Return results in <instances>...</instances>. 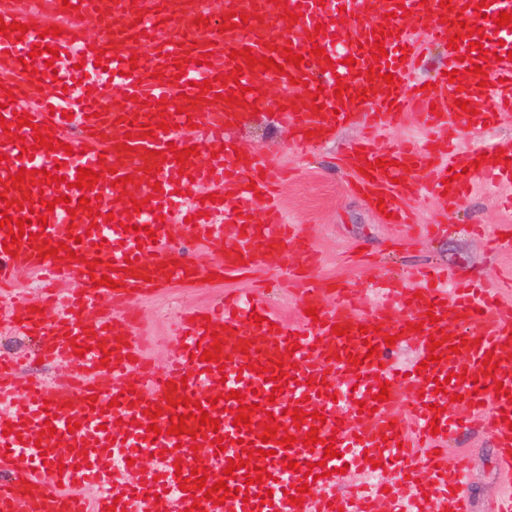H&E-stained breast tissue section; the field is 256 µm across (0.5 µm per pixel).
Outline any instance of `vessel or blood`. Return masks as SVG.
Here are the masks:
<instances>
[{
    "label": "vessel or blood",
    "instance_id": "vessel-or-blood-1",
    "mask_svg": "<svg viewBox=\"0 0 512 512\" xmlns=\"http://www.w3.org/2000/svg\"><path fill=\"white\" fill-rule=\"evenodd\" d=\"M486 9H479V2ZM424 20L430 40L448 39V22L460 18L467 30H481L482 49L461 38L447 52L446 68L459 79L439 77L447 96L423 88L407 77L405 57L415 56L398 18V8ZM512 14V0H224L218 11L203 0H50L33 9L9 0L0 6V21L22 23L24 36L0 35V211L25 219L26 238L14 253L0 248V299H7L12 317L24 333L38 341L48 360H74L75 370L60 388L49 390L38 377L21 378L14 362L0 360V512H187L192 505L205 512H464L458 493L465 481L463 465L448 466L441 449L459 416L448 411V398L437 392V380L450 379L472 413L483 415L495 433L505 465H512V304L490 290L466 281L448 282L441 272L425 269L420 290L384 279L376 288L374 311L358 313L349 291L336 289L335 305L323 301L318 281L303 282L302 316L288 324L271 315L258 297L229 295L208 316L182 313L179 344L165 369L145 366L142 336L134 333L133 315L115 317L102 299L132 305L159 289L198 281V267L186 258L174 238V227L195 237L212 256V267L224 276L239 275L282 252L291 227L274 202L279 179L275 165L226 147V133L241 123L252 104L271 86L282 87L275 121L293 134L298 145L327 138L337 126L361 120L372 131L384 129L413 110L418 120L440 131L430 148L413 144L379 151L366 146L348 152L347 167L372 200H383L396 224H410L400 197L435 196L455 206L475 180L512 182V142L487 154L457 152L450 137L462 124L483 129L512 112V24L499 28V12ZM244 14L245 21L224 30L226 15ZM101 26L104 36L90 40L86 22ZM59 27V36L48 33ZM507 40H492V30ZM385 34L387 63L382 74H368L373 65L375 31ZM43 46L31 56L32 46ZM325 48L314 55L313 47ZM257 65H248L243 48ZM304 63H285V49ZM58 59H51L50 50ZM105 54L107 68L96 65ZM271 58L266 69L260 58ZM393 74L386 84L385 74ZM208 89H200V82ZM346 91L336 93L337 83ZM244 86L239 101L228 102L234 86ZM44 87L36 106L25 103L26 91ZM115 89L134 103V110L115 112L102 102ZM469 103L468 110L458 100ZM29 115L21 127L17 119ZM155 134H148L147 126ZM48 127L62 149L35 147L37 129ZM24 143H17V136ZM32 154H22V146ZM188 150L176 162L174 148ZM388 169L376 167V159ZM99 170L90 192L75 188L79 168ZM27 170L25 182L12 175ZM59 170L63 185L43 181L42 170ZM459 177H452V170ZM208 189L211 200L200 191ZM30 196L32 209L7 207V200ZM87 197L89 209L69 214L61 196ZM147 198L150 206L127 213L113 207ZM265 215L255 223V200ZM54 209H47L48 201ZM47 223H40V215ZM141 233H134V226ZM62 243L57 256L45 255L46 243ZM95 269H88V262ZM44 282L40 305L14 292L21 274ZM115 287L101 285V277ZM72 279L76 288L66 297L55 289ZM435 322H428L427 313ZM343 335H335V328ZM418 339L422 357L439 360L422 371L385 367L387 340L395 335ZM437 349H430V341ZM85 353L75 357L76 346ZM219 346L212 362H201L203 350ZM377 355H370V348ZM361 357L353 366L351 356ZM262 372H255V365ZM286 375L281 394H273V376ZM108 376L101 385L100 376ZM389 398L376 401L381 383ZM343 389L350 403L347 418L336 415L332 397ZM243 400L230 398V391ZM405 411H398L401 395ZM200 402L219 428L199 427L187 417L186 405ZM255 405L249 424L233 421L240 404ZM158 416H151L152 408ZM303 410V422L291 414ZM324 415L316 425L315 415ZM186 416V434H170L171 416ZM272 421L276 436L266 437ZM157 432H148V425ZM55 427V435L44 432ZM438 434H431V427ZM317 431L319 443L304 438ZM292 435V447L280 437ZM334 439L337 457L325 458V441ZM255 453L246 457L241 441ZM269 456H260L261 447ZM245 460L227 481L226 490L206 497L193 486L194 468L206 467L208 483L229 461ZM399 461L407 495L391 490L378 462ZM297 470H289L290 462ZM349 465L367 477L366 496L336 493L337 468ZM314 480H306L304 466ZM267 471L262 482L247 484L256 468ZM308 485L303 504H291L297 488ZM91 485L93 499L79 489Z\"/></svg>",
    "mask_w": 512,
    "mask_h": 512
}]
</instances>
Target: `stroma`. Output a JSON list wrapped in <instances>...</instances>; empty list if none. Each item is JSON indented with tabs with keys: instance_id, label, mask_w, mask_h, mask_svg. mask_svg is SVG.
Returning a JSON list of instances; mask_svg holds the SVG:
<instances>
[{
	"instance_id": "stroma-1",
	"label": "stroma",
	"mask_w": 512,
	"mask_h": 512,
	"mask_svg": "<svg viewBox=\"0 0 512 512\" xmlns=\"http://www.w3.org/2000/svg\"><path fill=\"white\" fill-rule=\"evenodd\" d=\"M420 56L408 68L410 78L434 81L444 69V46L430 43L423 23L405 21ZM279 89H270L265 101L254 108L233 134L239 151L271 160L287 176L279 186L280 204L290 223L296 224L302 241L317 254V268H310L299 255L297 244H289L287 257H273L249 274L234 281L197 282L162 289L158 296L139 304L140 335L148 342L145 353L150 366H164L172 357L178 339L177 316L186 307H215L225 292L263 288L270 311L287 323H296L302 313L295 294L302 278L316 276L328 288L361 290L362 308L370 310L376 299L371 292L375 276L408 277L418 265L431 264L477 279L482 286L495 287L501 277L512 274V247L495 249L490 240L503 225H512V208L503 201L512 196V184L499 187L476 181L474 188L451 211L432 197H404L399 207L408 210L414 223L433 226L432 234H411L386 223L369 197L354 184L344 167V157L360 139L359 123L340 126L326 139L310 145L293 144L289 132L272 121ZM360 250L368 262L348 265L345 256ZM169 305L171 313L161 317L158 305ZM27 356V374L49 382L64 379L67 361L38 362L28 336L0 338V351ZM448 462L467 464L462 495L467 512H496L500 496L512 490V470L501 463L498 448L483 421L470 418L448 439Z\"/></svg>"
}]
</instances>
